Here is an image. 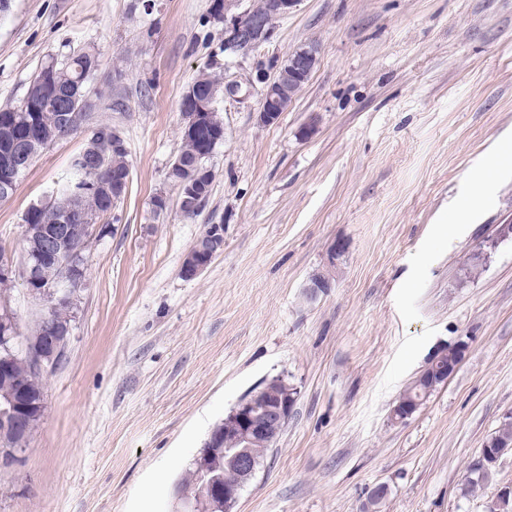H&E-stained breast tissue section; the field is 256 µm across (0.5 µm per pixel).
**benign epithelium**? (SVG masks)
Here are the masks:
<instances>
[{"label":"benign epithelium","mask_w":512,"mask_h":512,"mask_svg":"<svg viewBox=\"0 0 512 512\" xmlns=\"http://www.w3.org/2000/svg\"><path fill=\"white\" fill-rule=\"evenodd\" d=\"M235 0H219L217 7L222 9L224 18V53L227 55H247L267 42L273 31V22L293 11L298 0H274L268 12H260L252 7L246 11L228 16ZM317 62L316 49L304 47L291 53L281 62H273L268 68H259L256 80L263 84L260 99L259 120L265 125L278 122L281 113L288 109V101L282 91L285 82L292 78L302 82L310 76ZM183 131L195 135L202 129L206 120V108L203 103L183 113ZM35 156V148L26 140L13 143L10 154L0 161L4 177L0 178V194L6 196L14 187L12 174L19 167H26ZM181 205L185 206L195 197L202 195L204 188L196 177L181 183ZM81 227L87 233V242L103 236L106 226L91 223L86 209L71 206L64 210V216L58 224L23 225V250L30 251L36 261L25 258L15 266L10 260H0V287L12 282V278H22L27 286L39 285L40 290L31 291L38 297H48L51 311L60 307L74 309L77 293L86 286V274L80 265L82 253L70 245V234ZM224 252V225L210 224L203 234L193 243L187 252V263L180 267V275L191 280L205 270L211 262ZM330 287L329 275L320 274L312 278L304 293L306 302H315ZM72 326L55 322L51 325L50 336L28 349L34 368L39 373L54 368L61 360L71 339ZM17 335L14 315L7 300H0V344L6 343ZM466 343L458 342L453 353L448 349L439 350L421 373L426 383V391L432 392L438 385L448 381L461 362ZM298 397L295 388H287L282 393L271 392L261 402L250 398L242 399L224 417V434L234 436L240 447L224 449L225 462L237 470L239 480L236 484L222 485L209 483L205 491L194 496V504L187 505L186 512H205V508L220 502L224 503V512H235L244 484L255 474L256 463L249 453L251 442L263 436L274 441L281 424L288 422ZM18 401L8 397L5 406L0 407V421L12 422L16 426L24 424L15 411ZM512 453L509 444L490 442L485 444L475 467L489 471L505 454ZM488 512H512V485L499 487L491 499Z\"/></svg>","instance_id":"1"}]
</instances>
